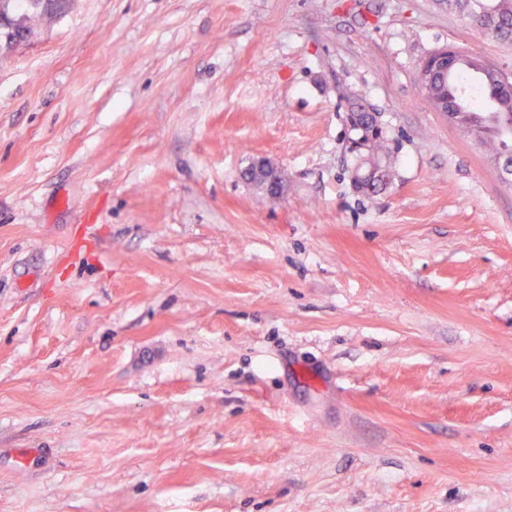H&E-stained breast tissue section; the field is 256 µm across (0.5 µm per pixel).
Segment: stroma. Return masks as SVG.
Wrapping results in <instances>:
<instances>
[{"label": "stroma", "instance_id": "35a3bbf8", "mask_svg": "<svg viewBox=\"0 0 512 512\" xmlns=\"http://www.w3.org/2000/svg\"><path fill=\"white\" fill-rule=\"evenodd\" d=\"M446 45L512 72L446 0H73L0 54V512H512V185ZM349 111L351 112L350 113V120L353 124V127L356 128V129H359L363 132V135L362 137L364 138V141L366 143H370L369 145H367L368 147V165L370 167V170H371V167H375L377 170H380V151L383 150V142L381 141L382 139V133L381 131H379L378 129H375L374 127H370V128H367L365 130H362L360 128L361 126V118L363 117V106L358 104V103H350L349 105ZM371 133L368 135V133ZM365 134V135H364ZM361 137V138H362ZM361 141L362 144H364V146L362 148H364L366 146V143ZM247 174L248 180L264 187L272 196H277L284 190L285 178L283 174L265 158L253 161L247 169Z\"/></svg>", "mask_w": 512, "mask_h": 512}]
</instances>
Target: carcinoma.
<instances>
[{
  "instance_id": "obj_1",
  "label": "carcinoma",
  "mask_w": 512,
  "mask_h": 512,
  "mask_svg": "<svg viewBox=\"0 0 512 512\" xmlns=\"http://www.w3.org/2000/svg\"><path fill=\"white\" fill-rule=\"evenodd\" d=\"M467 11L475 28L502 42L512 43V0H448ZM46 9L30 19L53 17L65 13L70 0H46ZM30 0H0V16L13 18L30 13ZM482 56L463 59L448 72V85H435L430 93L448 94L455 103L454 124L462 130L473 131L474 137L488 146L489 156L496 168L512 171V93L497 92L479 74ZM368 143V165L380 168L383 150L381 131L370 127L363 130Z\"/></svg>"
}]
</instances>
